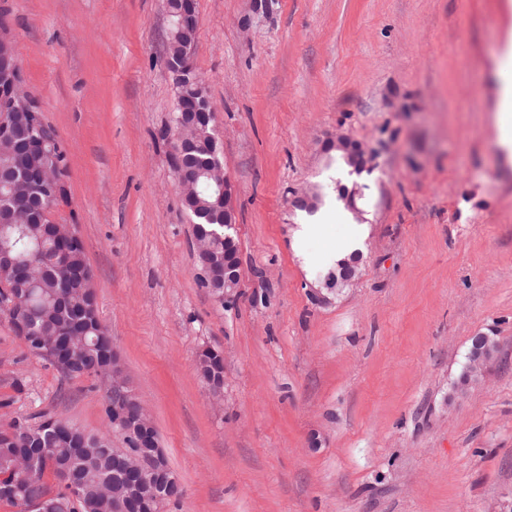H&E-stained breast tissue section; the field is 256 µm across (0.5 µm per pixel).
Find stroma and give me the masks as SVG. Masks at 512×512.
I'll list each match as a JSON object with an SVG mask.
<instances>
[{"instance_id":"1","label":"stroma","mask_w":512,"mask_h":512,"mask_svg":"<svg viewBox=\"0 0 512 512\" xmlns=\"http://www.w3.org/2000/svg\"><path fill=\"white\" fill-rule=\"evenodd\" d=\"M194 63L237 189L240 294L200 280L170 164L162 0H0L67 156L122 373L185 490L163 512H512V160L497 144L512 0H196ZM373 151L350 173L324 144ZM357 191L354 208L337 184ZM316 189L328 229L293 245ZM368 227L360 274L311 293ZM500 358L461 386L472 341ZM222 350L210 393L196 355ZM108 379L68 378L0 315V428L56 414L124 447ZM346 232L345 243L340 250H334L325 255L324 260L329 265H337L344 259H351L356 252L363 251V241L366 235L364 224L340 225Z\"/></svg>"}]
</instances>
